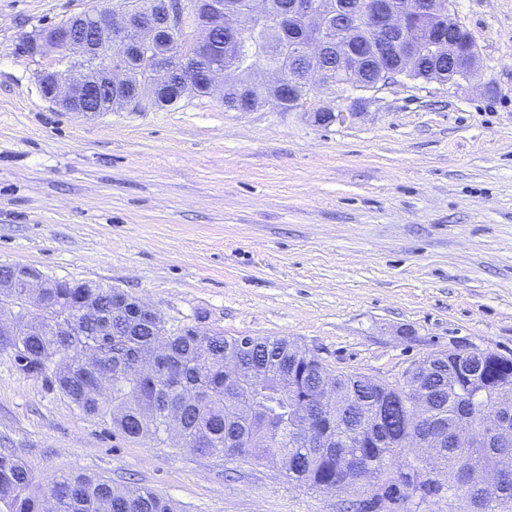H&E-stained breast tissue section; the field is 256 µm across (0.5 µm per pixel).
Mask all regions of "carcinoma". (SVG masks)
<instances>
[{
	"instance_id": "cac0c4a2",
	"label": "carcinoma",
	"mask_w": 512,
	"mask_h": 512,
	"mask_svg": "<svg viewBox=\"0 0 512 512\" xmlns=\"http://www.w3.org/2000/svg\"><path fill=\"white\" fill-rule=\"evenodd\" d=\"M361 11L368 0H318L323 10L335 12L340 2ZM413 25L424 41L438 28L448 29V10L418 13ZM307 39L304 26L292 32L275 33L262 20L241 31L236 43L227 30L212 32L214 57L226 67L239 70L243 79L224 87V107L232 110L237 95L250 98L254 108L276 99L284 112L293 109L288 95L274 97L264 80V68L282 62L294 74L303 59L282 56L290 42L294 51L303 50ZM130 77L112 89V106L125 104L126 92L147 88L142 80L145 62H127ZM416 78L446 81L448 62L424 60ZM84 297L93 298L98 316L84 315ZM46 298L59 314L75 324L77 335L58 336L49 318L31 314L22 319L10 344L0 342V351L16 348L17 369L32 377L50 380L62 396L87 413L107 416L112 429L128 438L165 442L166 422L171 410L181 411L186 447L202 456H222L245 462L264 461L276 467L288 480L310 489H324L336 477V455L357 450L358 441L378 436L376 419L380 408L397 404L391 411L392 428L381 436L375 448L363 452L379 473L386 464L403 455L401 438L415 420L413 409L403 404L402 387L381 388L363 375H336L318 361H308L299 347L284 337L253 338V347L243 356L244 384H224V354L238 350L236 336L203 333L195 327L169 329L161 316L149 318L136 310L131 296L119 288H90L79 281H57L46 289ZM119 333L127 357L117 360L106 345L104 334ZM164 333L167 356L151 373L139 368V360L151 355ZM106 377L112 394L100 398L92 391L98 378ZM433 395L431 416L452 428L463 418L477 420L484 400L512 394V359L489 352L481 361L451 366L438 358L430 371ZM343 390L357 399L355 411L327 412L323 428L331 443L315 448L304 439L300 407L323 397L326 387ZM499 451L490 443L474 448L443 446L431 459L419 461L421 469L448 477V486L460 482V471L478 472L485 456ZM58 490L56 512H178L174 504L152 490L130 486L118 490L103 478L80 474L55 479ZM471 512H512V473L494 492L475 484L464 490ZM44 501L34 473L20 460L0 453V512H43Z\"/></svg>"
}]
</instances>
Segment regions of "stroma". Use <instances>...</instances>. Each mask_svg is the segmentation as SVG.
Instances as JSON below:
<instances>
[{"label":"stroma","instance_id":"35a3bbf8","mask_svg":"<svg viewBox=\"0 0 512 512\" xmlns=\"http://www.w3.org/2000/svg\"><path fill=\"white\" fill-rule=\"evenodd\" d=\"M476 49L462 86L400 79L321 125L219 94L73 114L27 37L125 0H0V264L114 287L168 328L285 336L341 374L399 383L458 346L512 357V0H450ZM0 451L48 488L84 473L181 512H347L265 462L113 433L0 351ZM445 487L377 512H466Z\"/></svg>","mask_w":512,"mask_h":512}]
</instances>
